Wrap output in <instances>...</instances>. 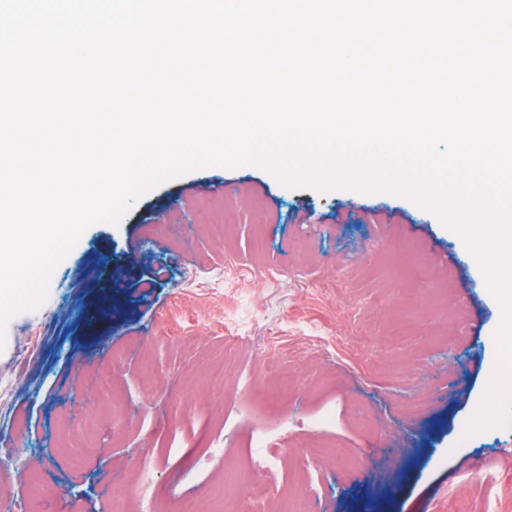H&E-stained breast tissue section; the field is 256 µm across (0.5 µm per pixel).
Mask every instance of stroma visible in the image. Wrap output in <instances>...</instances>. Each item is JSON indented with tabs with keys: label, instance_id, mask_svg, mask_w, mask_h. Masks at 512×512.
<instances>
[{
	"label": "stroma",
	"instance_id": "obj_1",
	"mask_svg": "<svg viewBox=\"0 0 512 512\" xmlns=\"http://www.w3.org/2000/svg\"><path fill=\"white\" fill-rule=\"evenodd\" d=\"M224 207V232L210 226ZM264 249H257V239ZM463 333L442 331L445 289ZM169 265L163 284L139 279ZM224 270L211 280L212 268ZM503 308L461 234L390 192L289 187L247 164L190 170L89 226L0 349V498L14 512H159L279 448L260 512H512V401L475 420ZM111 370L129 420L93 399ZM224 372V404L207 382Z\"/></svg>",
	"mask_w": 512,
	"mask_h": 512
}]
</instances>
